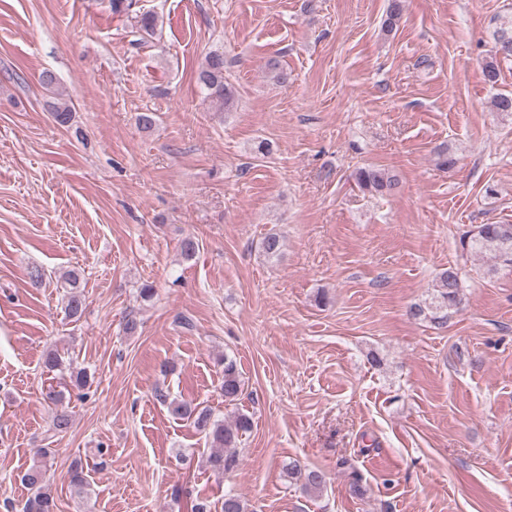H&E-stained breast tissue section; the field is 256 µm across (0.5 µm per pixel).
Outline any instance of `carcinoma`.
Wrapping results in <instances>:
<instances>
[{"label": "carcinoma", "instance_id": "carcinoma-1", "mask_svg": "<svg viewBox=\"0 0 512 512\" xmlns=\"http://www.w3.org/2000/svg\"><path fill=\"white\" fill-rule=\"evenodd\" d=\"M403 10V0H388L382 29L386 32L395 29ZM500 57L512 59V25L497 30L494 57L483 67L484 80L491 86L496 85L499 80ZM198 82L207 91L208 98L220 107L228 109L234 106L235 88L225 82L222 54L212 52L206 56L205 64L198 73ZM354 179L361 190L378 197L392 195L399 184L396 175L377 165L358 168L354 173ZM462 246L473 254L491 255L495 260V267L492 268L494 272L500 267L512 268V224H478L463 235ZM261 248L268 258L279 257L282 251L280 236L275 233L267 234L262 240ZM63 287L66 288V315L70 318L81 316L84 307L79 291L78 274L74 271L66 274L63 277ZM461 302L458 274L448 268L437 276L430 301L424 305L411 306L409 314L415 319H428L441 325L447 322L448 311L458 308ZM221 390L227 404L239 400L244 391V382L237 363L228 357L224 358ZM168 409L173 417L189 421L195 431L210 444L211 452L207 464L211 471L222 475L237 467L236 448L241 444L243 436L252 429V418L249 415L240 413L232 423L226 424L213 418L211 410L207 407L172 400L168 403ZM36 456L38 464L24 475L30 496L18 503L15 512H53V500L46 484V473L48 467L52 466L51 451L39 448L36 450ZM288 473L303 475V488L309 494L318 495L325 487V477L318 470L304 472L299 465L293 463L288 465ZM222 512H249V508L242 496L230 491L224 494Z\"/></svg>", "mask_w": 512, "mask_h": 512}]
</instances>
